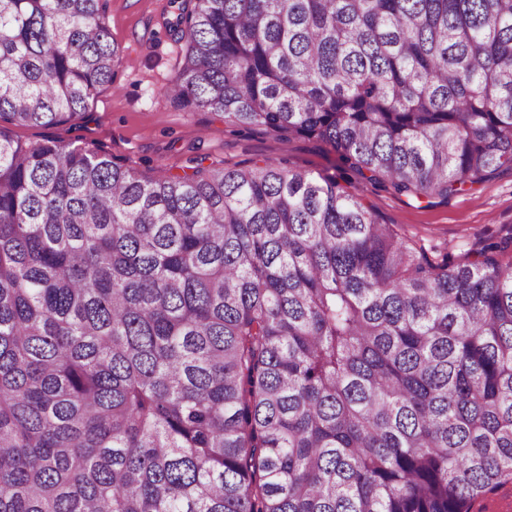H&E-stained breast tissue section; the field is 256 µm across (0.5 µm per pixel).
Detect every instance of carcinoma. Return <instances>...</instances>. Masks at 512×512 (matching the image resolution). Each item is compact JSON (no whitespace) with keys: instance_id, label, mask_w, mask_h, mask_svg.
<instances>
[{"instance_id":"carcinoma-1","label":"carcinoma","mask_w":512,"mask_h":512,"mask_svg":"<svg viewBox=\"0 0 512 512\" xmlns=\"http://www.w3.org/2000/svg\"><path fill=\"white\" fill-rule=\"evenodd\" d=\"M186 112L420 200L512 169V0H170ZM105 0H0V121L82 114ZM335 174L148 177L0 128V512H469L512 478V261Z\"/></svg>"}]
</instances>
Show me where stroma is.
<instances>
[{"label":"stroma","mask_w":512,"mask_h":512,"mask_svg":"<svg viewBox=\"0 0 512 512\" xmlns=\"http://www.w3.org/2000/svg\"><path fill=\"white\" fill-rule=\"evenodd\" d=\"M107 15L121 58L114 83L68 123L10 126L14 139L101 145L146 176L184 175L201 157L230 169L269 160L313 174L335 163V153L316 140L283 138L261 127L225 122L218 113L173 108L165 91L177 76L184 45L169 32V0H108ZM344 179L385 223L426 249H447L456 261H466L473 244L512 236L511 169L467 191L419 201L395 193L382 178L371 180L349 169Z\"/></svg>","instance_id":"1"}]
</instances>
